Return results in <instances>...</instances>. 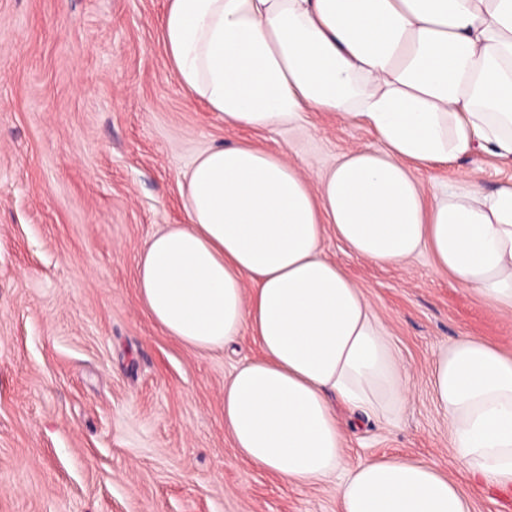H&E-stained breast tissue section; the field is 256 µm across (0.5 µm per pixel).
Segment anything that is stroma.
<instances>
[{
	"label": "stroma",
	"instance_id": "obj_1",
	"mask_svg": "<svg viewBox=\"0 0 512 512\" xmlns=\"http://www.w3.org/2000/svg\"><path fill=\"white\" fill-rule=\"evenodd\" d=\"M167 0H0V512H339L336 483L295 487L240 460L224 383L259 353L251 336L198 352L167 336L137 294V259L185 221L180 184L200 152H276L311 187L366 127L310 113L225 126L171 74ZM429 192L512 166L478 152L417 172ZM362 288L412 384L397 425L346 427L350 462L406 455L455 479L433 402L441 346L479 336L512 352V313L436 270L429 253L376 263L321 245Z\"/></svg>",
	"mask_w": 512,
	"mask_h": 512
}]
</instances>
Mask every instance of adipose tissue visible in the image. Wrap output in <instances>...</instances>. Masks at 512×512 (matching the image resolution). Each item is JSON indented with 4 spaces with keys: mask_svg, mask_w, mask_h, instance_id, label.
Masks as SVG:
<instances>
[{
    "mask_svg": "<svg viewBox=\"0 0 512 512\" xmlns=\"http://www.w3.org/2000/svg\"><path fill=\"white\" fill-rule=\"evenodd\" d=\"M172 74L225 125H292L328 112L374 131L311 189L249 145L198 154L181 184L186 221L141 252L139 299L166 334L200 352L249 331L260 358L224 384V428L240 457L287 484L335 479L340 512H473L474 490L512 487V353L473 336L430 370L448 420L435 462L350 463L336 416L397 425L409 380L365 294L321 252L438 269L512 312V183L441 189L409 170L484 152L512 160V0H168Z\"/></svg>",
    "mask_w": 512,
    "mask_h": 512,
    "instance_id": "adipose-tissue-1",
    "label": "adipose tissue"
}]
</instances>
